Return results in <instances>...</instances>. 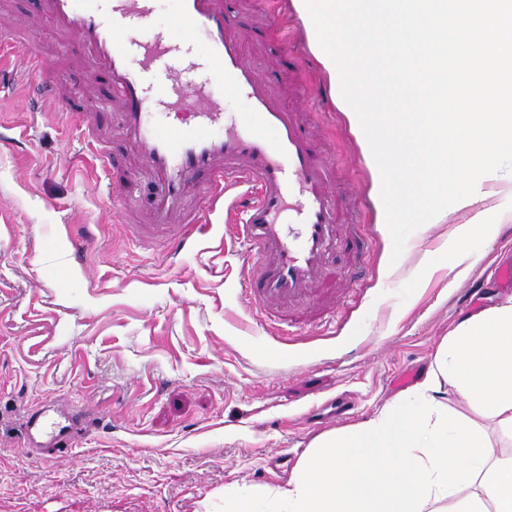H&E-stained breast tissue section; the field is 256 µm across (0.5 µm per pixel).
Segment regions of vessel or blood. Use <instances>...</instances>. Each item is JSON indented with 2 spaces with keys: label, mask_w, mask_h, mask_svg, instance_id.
Segmentation results:
<instances>
[{
  "label": "vessel or blood",
  "mask_w": 512,
  "mask_h": 512,
  "mask_svg": "<svg viewBox=\"0 0 512 512\" xmlns=\"http://www.w3.org/2000/svg\"><path fill=\"white\" fill-rule=\"evenodd\" d=\"M171 2L160 27L157 0H39L60 47H78L87 69L106 78L130 167L157 188L141 241L183 248L202 228L200 213L187 209L198 197L237 224L254 316L283 326L310 301H341L352 281L327 259L340 243L341 213L355 204L335 189L336 164L248 60L225 0ZM7 47L38 75L40 97L66 102L34 40ZM187 97L195 112L169 120ZM228 100L235 111H225ZM29 429L46 437L43 456L72 454L69 426L37 414Z\"/></svg>",
  "instance_id": "obj_1"
}]
</instances>
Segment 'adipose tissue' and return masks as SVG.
<instances>
[{
	"mask_svg": "<svg viewBox=\"0 0 512 512\" xmlns=\"http://www.w3.org/2000/svg\"><path fill=\"white\" fill-rule=\"evenodd\" d=\"M509 441L512 297L459 322L409 393L317 437L286 483L225 487L224 512H512Z\"/></svg>",
	"mask_w": 512,
	"mask_h": 512,
	"instance_id": "obj_1",
	"label": "adipose tissue"
}]
</instances>
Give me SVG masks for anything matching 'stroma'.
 Returning <instances> with one entry per match:
<instances>
[{
	"label": "stroma",
	"mask_w": 512,
	"mask_h": 512,
	"mask_svg": "<svg viewBox=\"0 0 512 512\" xmlns=\"http://www.w3.org/2000/svg\"><path fill=\"white\" fill-rule=\"evenodd\" d=\"M10 3L16 27L52 50L38 0ZM287 19L284 43L255 12L237 21L280 93L291 57L307 56L295 74L304 96L288 104L355 194L369 256L335 316L305 314L284 341L250 313L234 223L213 217L174 255L136 242L153 188L140 177L130 205L112 202L96 157L125 145L103 79L54 70L97 136L52 102L29 109L24 77L0 95V512H224L226 486L285 483L315 437L374 417L423 380L457 323L512 297L497 278L512 266L506 205L465 277L451 261L427 266L452 243L457 214L393 257L361 148L296 12ZM59 407L74 418L76 454L37 456L27 421Z\"/></svg>",
	"instance_id": "obj_1"
}]
</instances>
